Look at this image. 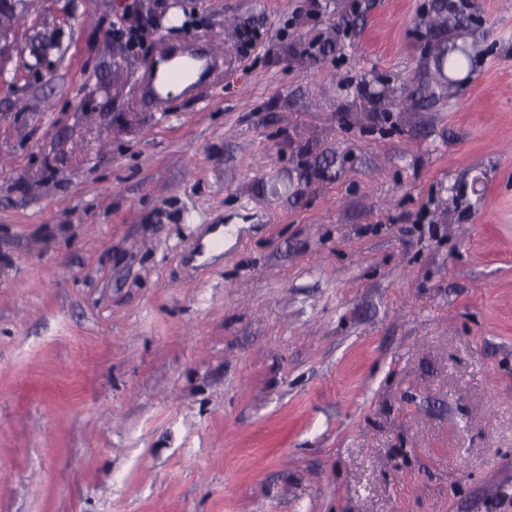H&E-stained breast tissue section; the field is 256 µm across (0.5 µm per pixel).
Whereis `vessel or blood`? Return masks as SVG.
<instances>
[{
  "label": "vessel or blood",
  "instance_id": "vessel-or-blood-1",
  "mask_svg": "<svg viewBox=\"0 0 512 512\" xmlns=\"http://www.w3.org/2000/svg\"><path fill=\"white\" fill-rule=\"evenodd\" d=\"M168 57L167 68L152 75L148 84L149 94L161 105L168 101L172 85L194 91L216 67L215 61L191 43L171 49Z\"/></svg>",
  "mask_w": 512,
  "mask_h": 512
}]
</instances>
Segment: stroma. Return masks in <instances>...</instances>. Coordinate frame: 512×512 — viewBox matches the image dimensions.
<instances>
[{"label":"stroma","instance_id":"35a3bbf8","mask_svg":"<svg viewBox=\"0 0 512 512\" xmlns=\"http://www.w3.org/2000/svg\"><path fill=\"white\" fill-rule=\"evenodd\" d=\"M0 512H512V0H30ZM167 55V68L152 75L147 86L151 97L160 105L169 101V88L173 84L192 92L217 67L216 62L193 43L171 49Z\"/></svg>","mask_w":512,"mask_h":512}]
</instances>
